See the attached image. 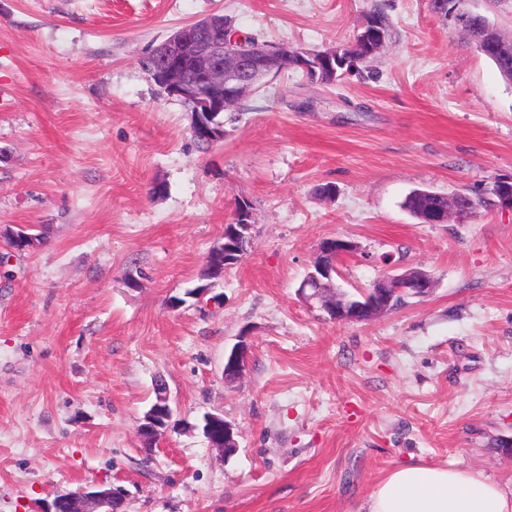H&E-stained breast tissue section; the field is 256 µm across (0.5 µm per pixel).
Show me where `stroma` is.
Listing matches in <instances>:
<instances>
[{
    "label": "stroma",
    "mask_w": 512,
    "mask_h": 512,
    "mask_svg": "<svg viewBox=\"0 0 512 512\" xmlns=\"http://www.w3.org/2000/svg\"><path fill=\"white\" fill-rule=\"evenodd\" d=\"M377 6L393 34L373 60L332 85L269 80L205 150L139 65L213 13L323 51ZM509 177L512 83L429 0H0V512L99 484L124 487L127 512H363L406 464L512 490V209L421 224L403 207ZM241 199L249 252L187 297ZM22 226L37 249L7 244ZM336 237L360 248L336 286L419 269L434 289L330 319L298 289ZM159 380L172 417L147 453ZM209 413L232 454L210 448ZM249 357V347L245 341H240L230 352L228 357L224 358V380L226 382H235L240 379L245 371ZM206 438L210 448L220 452L233 451L237 446L234 439V431L230 424L219 415H210L204 427Z\"/></svg>",
    "instance_id": "35a3bbf8"
}]
</instances>
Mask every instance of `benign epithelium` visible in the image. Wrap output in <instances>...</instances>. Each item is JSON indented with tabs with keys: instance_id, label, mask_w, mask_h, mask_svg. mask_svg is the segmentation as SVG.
Listing matches in <instances>:
<instances>
[{
	"instance_id": "7a95c632",
	"label": "benign epithelium",
	"mask_w": 512,
	"mask_h": 512,
	"mask_svg": "<svg viewBox=\"0 0 512 512\" xmlns=\"http://www.w3.org/2000/svg\"><path fill=\"white\" fill-rule=\"evenodd\" d=\"M226 20L215 15L208 16L173 32L149 56L154 62L152 77L160 91L169 98L192 103L197 107L196 120L192 125L193 136L200 140L215 142L224 136V124L218 116L231 112L247 94L258 90L268 76L280 75L292 70L308 74L320 73V80L336 79V60L341 58V49L330 48L320 54L290 50L283 43H269L256 53L237 43L236 37H228ZM362 32L349 51L376 53L386 44V31L382 22L365 21ZM475 201L463 209L450 207L440 210L427 218L429 224H446L451 219L458 221L468 218L474 211ZM252 209L244 202L237 204L231 228V239L224 243V263L233 261L235 256L247 252L251 243ZM357 243L340 238L324 240L319 246L321 260L314 265V271L307 274L299 291L304 299H317L322 309L338 322H363L378 316L394 306V296L412 287L418 296L431 293L435 287L432 277L415 270L388 276L373 283L370 289L361 292L357 298L347 292L330 286L332 274L337 272L336 264H327L323 257L331 255L336 259L354 256L358 253ZM249 347L240 341L224 360V380L235 382L245 371ZM170 414L166 388L158 392V401L145 414L139 425V435L146 449L159 441L166 428ZM209 446L220 452L236 448L234 431L230 424L219 415H210L204 427ZM115 499L127 500L126 489L121 486L100 484L60 494L50 502L37 506V512H58V505L68 502L78 512H105Z\"/></svg>"
}]
</instances>
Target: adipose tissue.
<instances>
[{"instance_id":"1","label":"adipose tissue","mask_w":512,"mask_h":512,"mask_svg":"<svg viewBox=\"0 0 512 512\" xmlns=\"http://www.w3.org/2000/svg\"><path fill=\"white\" fill-rule=\"evenodd\" d=\"M366 512H512V491L470 469L404 465L374 486Z\"/></svg>"}]
</instances>
